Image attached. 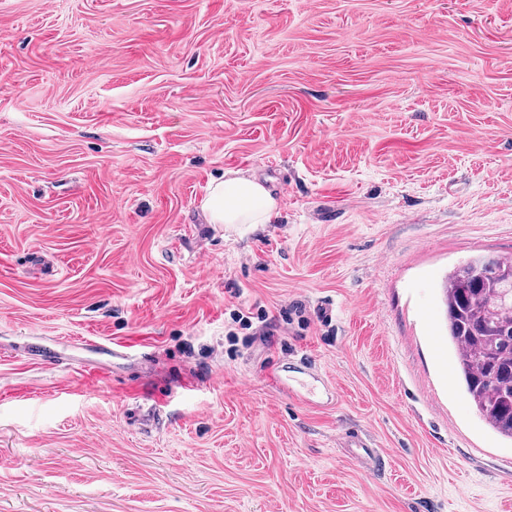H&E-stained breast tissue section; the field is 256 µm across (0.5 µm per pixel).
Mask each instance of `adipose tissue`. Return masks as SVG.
Masks as SVG:
<instances>
[{"label": "adipose tissue", "instance_id": "adipose-tissue-1", "mask_svg": "<svg viewBox=\"0 0 512 512\" xmlns=\"http://www.w3.org/2000/svg\"><path fill=\"white\" fill-rule=\"evenodd\" d=\"M209 223L267 224L278 214V201L264 185L239 171L213 182L202 202Z\"/></svg>", "mask_w": 512, "mask_h": 512}]
</instances>
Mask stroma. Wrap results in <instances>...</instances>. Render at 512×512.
<instances>
[{
  "instance_id": "stroma-1",
  "label": "stroma",
  "mask_w": 512,
  "mask_h": 512,
  "mask_svg": "<svg viewBox=\"0 0 512 512\" xmlns=\"http://www.w3.org/2000/svg\"><path fill=\"white\" fill-rule=\"evenodd\" d=\"M230 170L276 219L205 223ZM476 255L512 0H0V512H512L448 346ZM302 358L332 405L279 391Z\"/></svg>"
}]
</instances>
